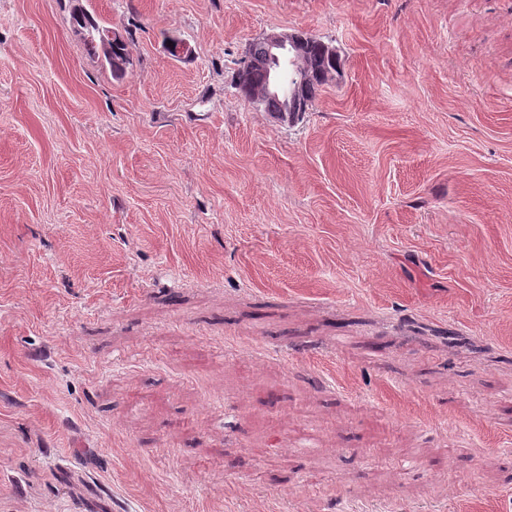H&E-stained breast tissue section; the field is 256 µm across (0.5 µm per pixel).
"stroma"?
<instances>
[{
    "instance_id": "35a3bbf8",
    "label": "stroma",
    "mask_w": 512,
    "mask_h": 512,
    "mask_svg": "<svg viewBox=\"0 0 512 512\" xmlns=\"http://www.w3.org/2000/svg\"><path fill=\"white\" fill-rule=\"evenodd\" d=\"M0 512H512V0H0ZM83 11V10H82ZM85 17L84 24H77L78 28L85 31L84 41L89 54L97 56L109 66L114 77H121L130 63V55L128 52V44L126 39L117 45L112 44V52H107L102 49L101 36L107 31L112 30L109 27L98 24L86 11H83ZM308 38V37H305ZM305 38L298 34L288 33H272L262 38V42H256L251 46V55L253 58L262 61L265 56L266 47V58L263 62L257 63L248 60L249 67L241 70L240 80L247 79L252 66H264L271 59H276L286 51L292 52L295 60H300L302 56V50L306 47L308 42V50L306 56L301 60L302 68L308 70L309 78L302 84L299 90L301 99L306 105V111L312 106L315 101L320 88L326 84L322 79L321 74L330 66H332V58L329 52L323 45L324 42L321 40L313 39L307 41ZM281 102L280 109L272 111L279 108L280 101L277 98L267 97L264 101V107L267 111H272L271 115L277 120L288 122L289 124L295 123L300 117L301 112H304V109L295 97L294 87L288 98L281 99Z\"/></svg>"
}]
</instances>
